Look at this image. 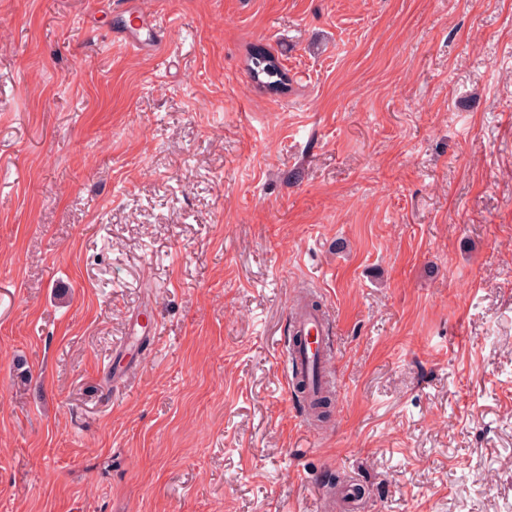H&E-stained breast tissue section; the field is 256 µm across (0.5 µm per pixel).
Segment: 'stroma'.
Here are the masks:
<instances>
[{
	"instance_id": "obj_1",
	"label": "stroma",
	"mask_w": 512,
	"mask_h": 512,
	"mask_svg": "<svg viewBox=\"0 0 512 512\" xmlns=\"http://www.w3.org/2000/svg\"><path fill=\"white\" fill-rule=\"evenodd\" d=\"M351 477L360 512H512V0H0V512H316ZM249 61L250 77L258 85L274 91L286 89V72L278 58L262 48H255ZM289 319L295 331H300L303 343L296 350L292 359V369L287 376V385L290 394L296 390V383L301 379H307L316 361L321 365L330 359V351L333 355V343L329 318L323 313L297 312L294 306L290 309Z\"/></svg>"
}]
</instances>
